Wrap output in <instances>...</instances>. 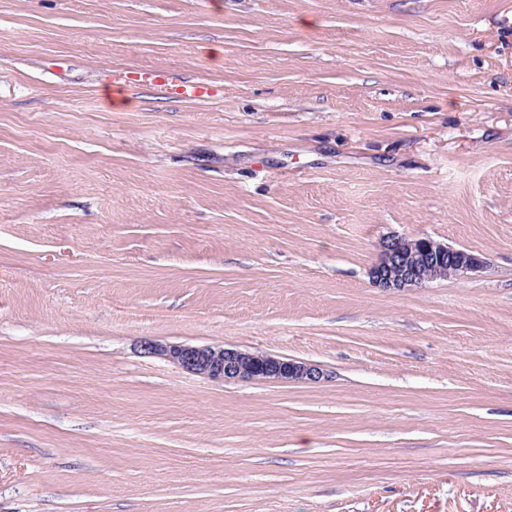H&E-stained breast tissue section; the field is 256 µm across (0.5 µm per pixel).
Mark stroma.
<instances>
[{
  "instance_id": "obj_1",
  "label": "stroma",
  "mask_w": 512,
  "mask_h": 512,
  "mask_svg": "<svg viewBox=\"0 0 512 512\" xmlns=\"http://www.w3.org/2000/svg\"><path fill=\"white\" fill-rule=\"evenodd\" d=\"M0 512H512V0H0ZM150 85L182 102H196L215 95L208 83L201 80H188L172 71L149 70L134 75L112 76V97L123 98L132 90V85ZM460 250L430 238L391 236L382 242L370 277L380 288L401 290L421 286L439 276L476 272L485 265L484 258ZM144 352L212 380L317 382L322 369L309 362L232 347L144 342Z\"/></svg>"
}]
</instances>
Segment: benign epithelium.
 Here are the masks:
<instances>
[{"label": "benign epithelium", "mask_w": 512, "mask_h": 512, "mask_svg": "<svg viewBox=\"0 0 512 512\" xmlns=\"http://www.w3.org/2000/svg\"><path fill=\"white\" fill-rule=\"evenodd\" d=\"M485 259L430 238L391 236L381 245L378 261L370 270L373 284L401 290L421 286L439 276L476 272ZM144 352L212 380L317 382L324 377L313 363L232 347L193 346L144 342Z\"/></svg>", "instance_id": "obj_1"}]
</instances>
